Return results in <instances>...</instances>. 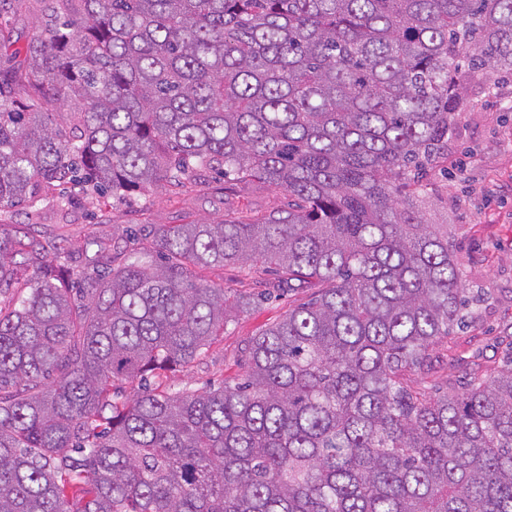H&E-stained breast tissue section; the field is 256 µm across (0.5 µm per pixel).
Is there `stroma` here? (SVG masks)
Wrapping results in <instances>:
<instances>
[{
    "instance_id": "stroma-1",
    "label": "stroma",
    "mask_w": 512,
    "mask_h": 512,
    "mask_svg": "<svg viewBox=\"0 0 512 512\" xmlns=\"http://www.w3.org/2000/svg\"><path fill=\"white\" fill-rule=\"evenodd\" d=\"M469 99L448 142V168L431 179L433 200L425 211L430 223L447 225L463 257L469 288L484 291L485 300L476 323L435 345L428 372L413 375L414 386L425 390L457 385L473 372L494 369L512 351V90L489 98L475 81ZM56 196V191L46 190L36 208H1L0 224L61 237L78 250L91 239L124 240L126 230L146 224L212 220L229 209L250 215L288 202L282 190L227 180L212 171L200 173L183 194L136 193L122 201L105 196L65 207L57 205ZM205 277L231 293H257L259 300L215 339L201 361L167 373L165 385L172 391L213 389L240 378L250 339L281 319L290 306L308 302L320 291L312 283L285 297L265 299L261 285L238 268H211Z\"/></svg>"
}]
</instances>
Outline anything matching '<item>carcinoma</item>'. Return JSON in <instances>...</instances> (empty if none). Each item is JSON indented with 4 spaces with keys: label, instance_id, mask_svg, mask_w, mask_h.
<instances>
[{
    "label": "carcinoma",
    "instance_id": "cac0c4a2",
    "mask_svg": "<svg viewBox=\"0 0 512 512\" xmlns=\"http://www.w3.org/2000/svg\"><path fill=\"white\" fill-rule=\"evenodd\" d=\"M39 2L23 50L0 27V208L203 169L288 207L153 224L117 266L0 224V293L42 259L0 307V512H512V357L442 395L409 379L480 302L415 203L470 83L512 78V0ZM214 266L321 289L241 380L171 393L254 303Z\"/></svg>",
    "mask_w": 512,
    "mask_h": 512
}]
</instances>
